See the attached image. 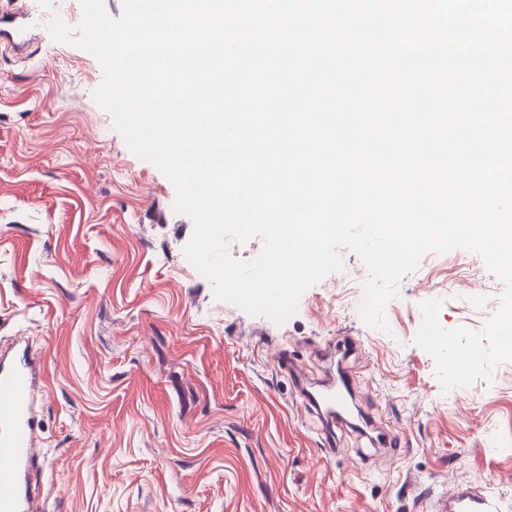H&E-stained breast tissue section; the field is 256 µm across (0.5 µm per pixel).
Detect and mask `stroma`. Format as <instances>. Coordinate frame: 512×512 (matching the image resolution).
I'll return each mask as SVG.
<instances>
[{
  "label": "stroma",
  "instance_id": "35a3bbf8",
  "mask_svg": "<svg viewBox=\"0 0 512 512\" xmlns=\"http://www.w3.org/2000/svg\"><path fill=\"white\" fill-rule=\"evenodd\" d=\"M19 5L34 40L0 45V349L25 337L41 370L47 512H430L462 481L512 498V360L446 392L415 342L426 300L448 329L497 312L504 285L482 258L425 255L384 330L352 307L368 271L349 250L284 323L216 299L185 256L174 185L93 97L97 59L48 30L78 27L80 0ZM342 341L358 406L406 448L345 430L325 456L277 352L317 375Z\"/></svg>",
  "mask_w": 512,
  "mask_h": 512
}]
</instances>
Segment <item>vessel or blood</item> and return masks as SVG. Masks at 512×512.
Listing matches in <instances>:
<instances>
[{"mask_svg": "<svg viewBox=\"0 0 512 512\" xmlns=\"http://www.w3.org/2000/svg\"><path fill=\"white\" fill-rule=\"evenodd\" d=\"M278 361L281 369L293 376L305 408L321 422L327 455L336 452V427L346 424L357 438L367 439L375 447L390 452L401 447L398 437L378 432L370 415H358L356 423H348V394L355 384L350 370L328 372L313 391L287 350L279 351ZM34 386L35 362L21 337L12 354L0 353V512H45L31 492L30 461L37 446L32 426ZM433 512H512V499L488 488L477 490L460 484L437 499Z\"/></svg>", "mask_w": 512, "mask_h": 512, "instance_id": "obj_1", "label": "vessel or blood"}]
</instances>
